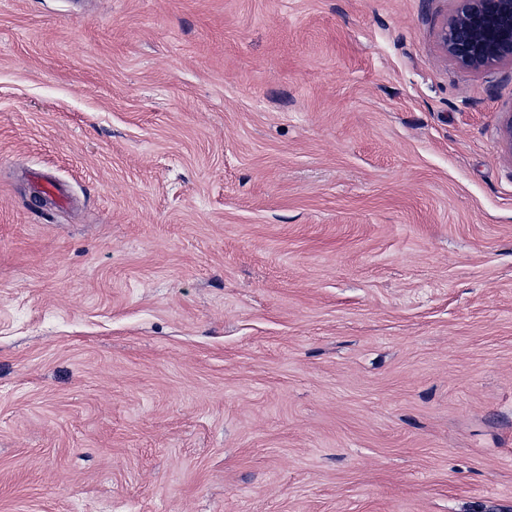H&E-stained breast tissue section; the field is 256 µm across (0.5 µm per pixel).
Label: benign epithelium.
I'll use <instances>...</instances> for the list:
<instances>
[{"mask_svg": "<svg viewBox=\"0 0 512 512\" xmlns=\"http://www.w3.org/2000/svg\"><path fill=\"white\" fill-rule=\"evenodd\" d=\"M441 34L448 58L466 70L512 62V0H455Z\"/></svg>", "mask_w": 512, "mask_h": 512, "instance_id": "7a95c632", "label": "benign epithelium"}]
</instances>
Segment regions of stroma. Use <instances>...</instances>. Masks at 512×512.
<instances>
[{"label": "stroma", "instance_id": "obj_1", "mask_svg": "<svg viewBox=\"0 0 512 512\" xmlns=\"http://www.w3.org/2000/svg\"><path fill=\"white\" fill-rule=\"evenodd\" d=\"M455 6L0 0V512H512V64ZM441 34L448 58L466 70H491L512 62V0H455Z\"/></svg>", "mask_w": 512, "mask_h": 512}]
</instances>
